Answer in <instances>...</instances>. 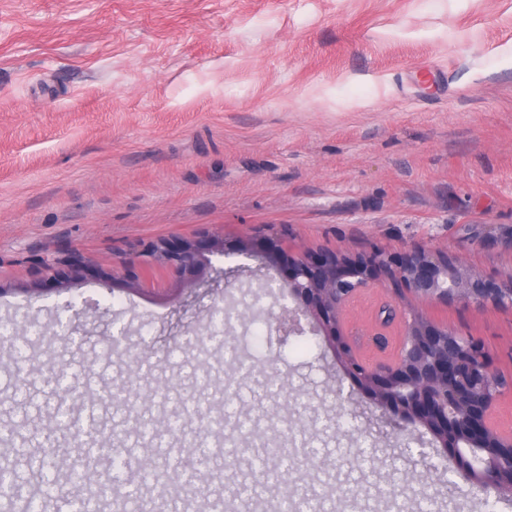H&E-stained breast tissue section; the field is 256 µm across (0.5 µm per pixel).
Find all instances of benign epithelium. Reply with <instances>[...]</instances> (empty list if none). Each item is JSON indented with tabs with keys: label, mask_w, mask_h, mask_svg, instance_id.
<instances>
[{
	"label": "benign epithelium",
	"mask_w": 512,
	"mask_h": 512,
	"mask_svg": "<svg viewBox=\"0 0 512 512\" xmlns=\"http://www.w3.org/2000/svg\"><path fill=\"white\" fill-rule=\"evenodd\" d=\"M237 251L262 257L277 274L266 286L285 288L302 302L290 311L281 306L274 317L278 335L296 333L297 315L308 318L312 332L329 342L348 378L358 381L389 414L424 426L441 447L452 449L459 476L499 495L512 493V439L498 435L487 421L496 398L512 389V379L492 368L481 341L414 315L405 325L398 364L367 367L339 327V312L352 294L383 277L418 299L483 306L511 301L512 281L486 279L455 259L425 251H317L291 257L275 236L244 239ZM215 254H224V240L212 236L159 239L142 250L147 261L196 279ZM45 267L40 287L52 290L80 277L88 264L70 254Z\"/></svg>",
	"instance_id": "obj_1"
}]
</instances>
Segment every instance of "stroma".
I'll return each instance as SVG.
<instances>
[{
  "mask_svg": "<svg viewBox=\"0 0 512 512\" xmlns=\"http://www.w3.org/2000/svg\"><path fill=\"white\" fill-rule=\"evenodd\" d=\"M272 233L292 256L422 250L511 280L512 0H0V325L17 334L0 342V418L29 435L105 387L154 420L181 398L218 415L204 377L220 371L241 396L226 442L250 447L257 426L273 448L309 443L288 483L333 512H512V495L431 468L433 435L393 432L322 336H277L269 272L235 250ZM200 234L228 248L203 279L140 255ZM71 252L89 272L40 291L44 262ZM228 303L223 344H196ZM407 309L512 376V306L403 299L386 280L340 312L365 364L398 361ZM120 328L144 346L106 353ZM135 425L119 410L105 433L76 425L34 455L117 448ZM189 440L216 446L163 426L130 451L178 471ZM210 474L243 480L221 458Z\"/></svg>",
  "mask_w": 512,
  "mask_h": 512,
  "instance_id": "1",
  "label": "stroma"
}]
</instances>
